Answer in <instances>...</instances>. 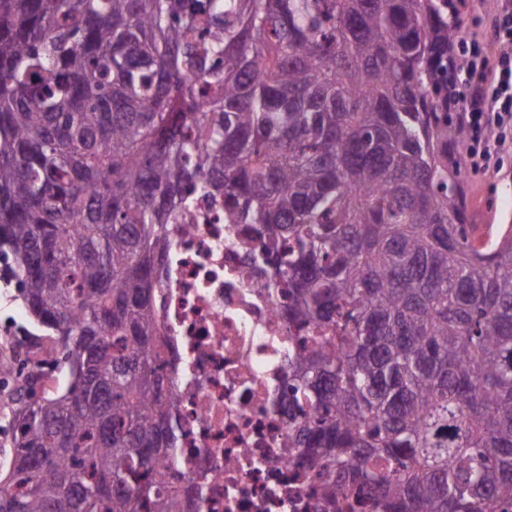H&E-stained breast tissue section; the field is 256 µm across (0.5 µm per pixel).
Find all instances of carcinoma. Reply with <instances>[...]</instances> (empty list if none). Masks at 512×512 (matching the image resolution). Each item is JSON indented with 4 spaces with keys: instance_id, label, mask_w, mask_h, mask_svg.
I'll return each mask as SVG.
<instances>
[{
    "instance_id": "obj_1",
    "label": "carcinoma",
    "mask_w": 512,
    "mask_h": 512,
    "mask_svg": "<svg viewBox=\"0 0 512 512\" xmlns=\"http://www.w3.org/2000/svg\"><path fill=\"white\" fill-rule=\"evenodd\" d=\"M449 0H0V255L59 379L0 512H178L156 293L224 201L287 300L322 507L512 504V224L469 234Z\"/></svg>"
}]
</instances>
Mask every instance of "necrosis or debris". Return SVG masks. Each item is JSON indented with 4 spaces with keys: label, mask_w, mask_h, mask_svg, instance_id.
<instances>
[{
    "label": "necrosis or debris",
    "mask_w": 512,
    "mask_h": 512,
    "mask_svg": "<svg viewBox=\"0 0 512 512\" xmlns=\"http://www.w3.org/2000/svg\"><path fill=\"white\" fill-rule=\"evenodd\" d=\"M282 303L223 203L200 196L196 216L172 225L157 309L179 443L164 483L184 512H317L314 477L284 445ZM0 340L12 371L55 365L36 338L6 326Z\"/></svg>",
    "instance_id": "1"
}]
</instances>
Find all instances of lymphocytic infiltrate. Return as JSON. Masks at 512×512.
Wrapping results in <instances>:
<instances>
[{
  "mask_svg": "<svg viewBox=\"0 0 512 512\" xmlns=\"http://www.w3.org/2000/svg\"><path fill=\"white\" fill-rule=\"evenodd\" d=\"M490 36L487 42L478 37L461 42L467 80L448 101L458 126L481 144L471 153L476 168L512 149V0H504L495 14Z\"/></svg>",
  "mask_w": 512,
  "mask_h": 512,
  "instance_id": "1",
  "label": "lymphocytic infiltrate"
}]
</instances>
